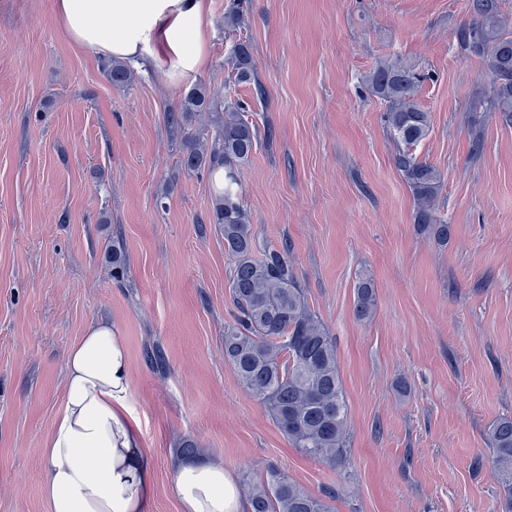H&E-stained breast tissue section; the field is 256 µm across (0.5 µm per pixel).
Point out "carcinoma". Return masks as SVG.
Masks as SVG:
<instances>
[{
	"label": "carcinoma",
	"mask_w": 512,
	"mask_h": 512,
	"mask_svg": "<svg viewBox=\"0 0 512 512\" xmlns=\"http://www.w3.org/2000/svg\"><path fill=\"white\" fill-rule=\"evenodd\" d=\"M469 9L473 19L459 32L460 45L481 61L490 78V111L512 124V22L502 14L499 0H470ZM232 67L235 83L256 80L248 44L234 46ZM106 78L123 88L135 74L127 64L113 61ZM367 85L387 105L384 122L398 145L395 166L415 201L414 222L445 244L449 227L435 216L441 174L413 152L430 131L429 113L417 100L418 76L402 60L386 59L370 72ZM207 112L224 114L212 134L201 124ZM169 120L182 132L185 170L211 176L224 171V186L215 188L213 223L233 261L229 294L236 309L233 322L224 326V360L294 448L334 465L347 456L349 439L335 337L311 309L286 251L258 243L241 199L239 172L259 145V129L240 104L224 103L201 84L186 93ZM355 289V316L366 320L376 306L374 283L361 276ZM487 442L494 477L504 492L503 512H512V416L490 424ZM247 495L250 512H331L329 500L335 497L330 489L313 495L278 469L250 485Z\"/></svg>",
	"instance_id": "obj_1"
}]
</instances>
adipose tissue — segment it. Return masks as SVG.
Listing matches in <instances>:
<instances>
[{
    "mask_svg": "<svg viewBox=\"0 0 512 512\" xmlns=\"http://www.w3.org/2000/svg\"><path fill=\"white\" fill-rule=\"evenodd\" d=\"M53 10L75 46L164 70L169 83L209 63L210 0H54ZM131 407L126 339L92 322L66 353L62 405L43 443L47 512H146L152 465ZM172 493L180 512H243L220 461L177 467Z\"/></svg>",
    "mask_w": 512,
    "mask_h": 512,
    "instance_id": "1",
    "label": "adipose tissue"
}]
</instances>
